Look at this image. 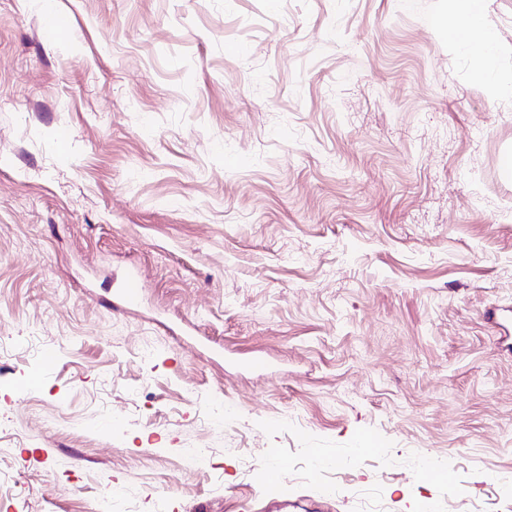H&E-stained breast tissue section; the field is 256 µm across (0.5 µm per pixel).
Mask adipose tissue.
<instances>
[{
    "mask_svg": "<svg viewBox=\"0 0 512 512\" xmlns=\"http://www.w3.org/2000/svg\"><path fill=\"white\" fill-rule=\"evenodd\" d=\"M487 0H448L447 18L436 19L449 40L467 47L477 70L494 75L497 67V44L494 33L485 23Z\"/></svg>",
    "mask_w": 512,
    "mask_h": 512,
    "instance_id": "1",
    "label": "adipose tissue"
}]
</instances>
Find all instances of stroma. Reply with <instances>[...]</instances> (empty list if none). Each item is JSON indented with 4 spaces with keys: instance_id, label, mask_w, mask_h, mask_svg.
Segmentation results:
<instances>
[{
    "instance_id": "stroma-1",
    "label": "stroma",
    "mask_w": 512,
    "mask_h": 512,
    "mask_svg": "<svg viewBox=\"0 0 512 512\" xmlns=\"http://www.w3.org/2000/svg\"><path fill=\"white\" fill-rule=\"evenodd\" d=\"M447 14L0 0V512H512V94Z\"/></svg>"
}]
</instances>
